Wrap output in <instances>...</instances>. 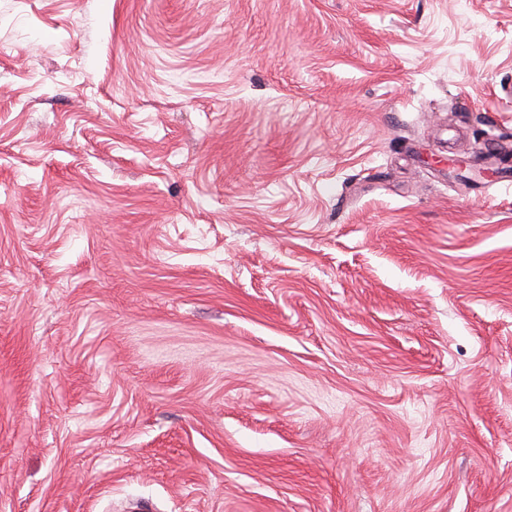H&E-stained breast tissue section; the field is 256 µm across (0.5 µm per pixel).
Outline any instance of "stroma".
Here are the masks:
<instances>
[{
	"mask_svg": "<svg viewBox=\"0 0 512 512\" xmlns=\"http://www.w3.org/2000/svg\"><path fill=\"white\" fill-rule=\"evenodd\" d=\"M510 173L512 0H0V512H512Z\"/></svg>",
	"mask_w": 512,
	"mask_h": 512,
	"instance_id": "stroma-1",
	"label": "stroma"
}]
</instances>
